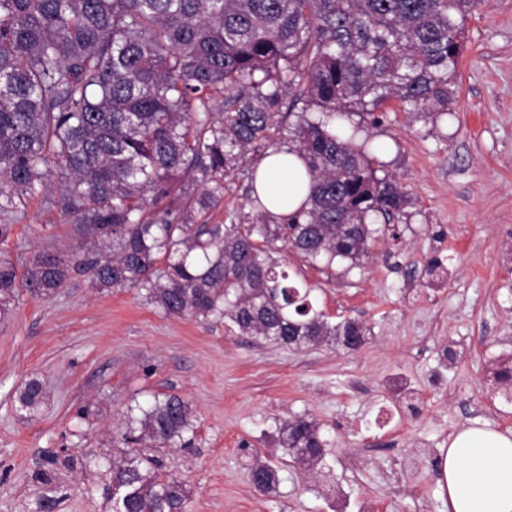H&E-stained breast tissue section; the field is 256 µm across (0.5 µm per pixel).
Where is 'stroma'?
<instances>
[{"mask_svg": "<svg viewBox=\"0 0 512 512\" xmlns=\"http://www.w3.org/2000/svg\"><path fill=\"white\" fill-rule=\"evenodd\" d=\"M375 117L356 139L413 201L397 237L330 268L280 254L329 317L369 329L366 343L283 348L221 321L166 315L137 289L102 290L78 271L53 297L22 295L0 322V512H34L26 476L45 452L89 450L106 464L127 407L159 393L192 409V448L164 456L187 484V512H331L316 475L268 445L276 420L295 416L319 423L345 512H446L449 436L486 421L512 431V402L495 379L512 367V0H482L468 17L446 116L416 120L392 101ZM262 159L231 172L209 223L250 213ZM58 198L37 193L18 212L0 244L17 270L39 250H74ZM31 379L47 390L35 413L17 402ZM259 455L278 470L269 493L248 478ZM55 512L111 505L80 470Z\"/></svg>", "mask_w": 512, "mask_h": 512, "instance_id": "1", "label": "stroma"}]
</instances>
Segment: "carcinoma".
<instances>
[{
	"label": "carcinoma",
	"mask_w": 512,
	"mask_h": 512,
	"mask_svg": "<svg viewBox=\"0 0 512 512\" xmlns=\"http://www.w3.org/2000/svg\"><path fill=\"white\" fill-rule=\"evenodd\" d=\"M480 2L0 0V241L56 176L85 245L72 259L40 251L21 274L0 256V321L22 293L50 298L80 269L99 288L145 291L169 316L227 319L284 348L364 342L363 327L316 308L280 251L327 267L370 256L375 221L400 217L410 199L336 116L365 122L391 99L419 118L448 112L465 22ZM291 91L317 114L284 123ZM284 147L310 178L299 209L276 216L254 190L252 221H202L248 154ZM45 397L31 379L17 400L34 413ZM192 431L191 407L176 395L127 412L119 457L97 474L112 512H186V483L165 472L163 449L189 447ZM278 445L314 470L326 441L300 417L279 424ZM89 465L88 454L51 451L28 483L50 491ZM248 478L263 492L278 484L259 456Z\"/></svg>",
	"instance_id": "carcinoma-1"
}]
</instances>
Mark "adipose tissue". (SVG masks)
Wrapping results in <instances>:
<instances>
[{
    "label": "adipose tissue",
    "mask_w": 512,
    "mask_h": 512,
    "mask_svg": "<svg viewBox=\"0 0 512 512\" xmlns=\"http://www.w3.org/2000/svg\"><path fill=\"white\" fill-rule=\"evenodd\" d=\"M256 187L274 214L298 208L309 177L296 154L269 153L256 171ZM439 487L448 512H512V434L487 427H464L442 451Z\"/></svg>",
    "instance_id": "obj_1"
}]
</instances>
